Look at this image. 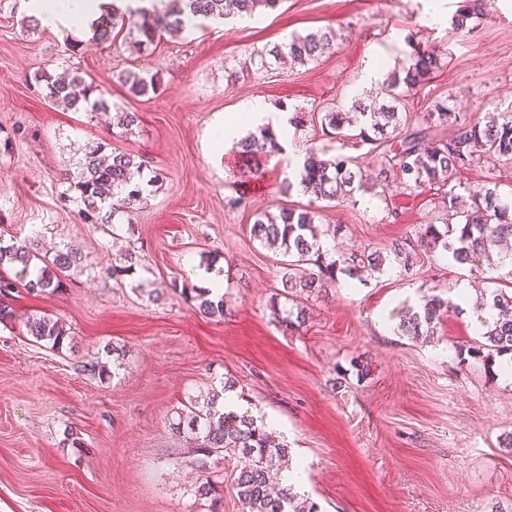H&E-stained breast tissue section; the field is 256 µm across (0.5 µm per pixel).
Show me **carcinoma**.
<instances>
[{"mask_svg":"<svg viewBox=\"0 0 512 512\" xmlns=\"http://www.w3.org/2000/svg\"><path fill=\"white\" fill-rule=\"evenodd\" d=\"M151 6L112 5V11L93 27L92 39L112 43L116 29H128L140 47L148 50L167 34H181L193 20L215 18L226 20L235 15H252L259 9H276L282 0H169L163 9ZM336 46V31L328 29L305 36L294 35L282 44H275L261 59L289 56L301 65L315 62ZM440 67V58L426 49L413 48L406 66L387 73L378 83L379 94L386 102L366 104L358 99L352 112L360 118L355 137L364 144H377L379 154L372 171L364 174L353 168V159L335 156L304 161L299 168L298 186L301 191L329 203L353 198L356 191L386 190L395 178L399 185L415 190L426 185L445 186L453 173L479 167L492 160L504 167L512 165V104L496 112H488L476 122L462 125L448 103L438 102L428 113L430 122L410 123L402 119L399 108L406 97L414 94ZM35 85L49 104L67 110L84 111L111 125L112 104L97 87L86 83L78 71L59 78L45 69L34 75ZM128 92L137 97L156 92L155 76L129 71L123 78ZM350 112V113H352ZM350 113L331 111L324 114L322 124L347 138L353 127ZM239 153L255 161L252 175L260 171V161L283 151L273 128L268 124L236 142ZM106 146L88 153L81 164L80 187L83 207L80 217L86 224H112L116 216L129 211L149 188L159 182V176L140 179L144 171L141 161L126 153L113 152L107 160L101 154ZM444 208L448 220L459 219L456 226L442 230L436 224H426L415 239L404 238L391 244L388 251H363L349 256L348 274L365 270L381 273L386 263L396 264L408 272L416 267L422 254L442 247L461 265L480 268L492 256L493 250L512 238V202L502 198L492 182L446 192ZM250 235L265 246L275 248L288 257L284 263L282 285L287 294L319 295L336 284L337 261L323 249L322 237L327 231L317 224V212L311 209L283 207L278 213L257 214ZM84 257L79 248L65 244L53 256L41 254L31 240L0 244V268L9 266L12 277H0V323L12 322L13 293L18 286L33 294L54 293L63 287L62 274L78 267ZM493 271L497 279L512 284V254L499 253ZM181 294L194 296L198 309L208 317H224V296L207 288L183 284ZM483 306L493 312L481 320L485 342L470 348V354L490 364L494 356L512 353V290L498 288L484 300ZM452 308L448 300L435 296L419 310L407 308L397 330L403 336L433 337L436 324ZM274 316L289 328L306 323V309L281 310L272 306ZM26 335L53 350L64 347L70 337L65 323L38 313L24 321ZM223 392H214L207 401L196 400L178 413L173 430L193 441L186 464L206 473L213 457L223 459L244 457L248 464L234 474L231 489L242 512H319L318 505L298 496L289 485L278 489L271 486V474L289 465L290 448L272 436L264 424L247 413L226 411Z\"/></svg>","mask_w":512,"mask_h":512,"instance_id":"carcinoma-1","label":"carcinoma"}]
</instances>
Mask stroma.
Segmentation results:
<instances>
[{
    "mask_svg": "<svg viewBox=\"0 0 512 512\" xmlns=\"http://www.w3.org/2000/svg\"><path fill=\"white\" fill-rule=\"evenodd\" d=\"M426 0H283L273 11L192 33L164 36L134 51L127 34L109 44L83 38L66 48L68 29L28 28L23 0H0V240L29 238L40 249L81 248L55 294L17 292L13 324H0V512H242L227 482L232 463H215L221 500L200 503L205 475L180 460L192 443L171 426L189 397L236 382L239 411L273 420L292 460L303 463L302 495L320 512H512V380L467 357L481 329L468 312L448 311L434 342L399 334L401 312L428 296L457 298L474 288L469 266L443 251L412 273L385 267L367 281L309 297L308 320L278 324L281 252L253 240V212L309 203L299 189L282 194L301 152L356 158L370 169V146L328 133L321 118L349 111L376 88L374 58L404 66L413 45L434 51L441 68L412 96L407 111L424 116L447 101L469 124L512 104V0H442L426 24ZM477 16L452 31L470 7ZM328 28L345 37L318 61L261 69L257 53L290 35ZM65 66L104 91L115 106L139 113L133 130L104 126L85 112L49 105L34 75ZM156 75L157 93L130 96L126 72ZM305 113L293 151L250 162L234 147L215 148L217 117L247 101ZM145 161L161 180L120 224H86L79 216L77 163L89 148ZM443 190L428 186L385 195L356 192L322 208L338 226L336 254L379 250L441 222ZM246 197L230 207L229 199ZM142 261L113 276L127 251ZM224 277V319L201 315L173 283L198 285L197 271ZM38 313L66 323L72 345L52 351L27 336ZM124 354L114 375L80 366ZM80 437L82 447L72 445Z\"/></svg>",
    "mask_w": 512,
    "mask_h": 512,
    "instance_id": "35a3bbf8",
    "label": "stroma"
}]
</instances>
